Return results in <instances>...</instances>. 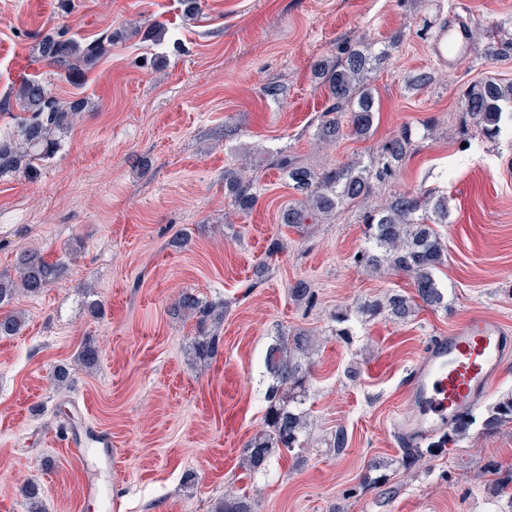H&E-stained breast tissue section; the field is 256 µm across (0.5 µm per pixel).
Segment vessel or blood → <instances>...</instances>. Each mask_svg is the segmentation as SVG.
Segmentation results:
<instances>
[{
    "label": "vessel or blood",
    "instance_id": "vessel-or-blood-1",
    "mask_svg": "<svg viewBox=\"0 0 512 512\" xmlns=\"http://www.w3.org/2000/svg\"><path fill=\"white\" fill-rule=\"evenodd\" d=\"M473 50L469 22L454 14L438 24L427 44L430 58L448 70L457 69ZM511 356L512 331L480 314L431 339L412 368L406 410L391 418L395 438L421 447L452 433L489 395Z\"/></svg>",
    "mask_w": 512,
    "mask_h": 512
}]
</instances>
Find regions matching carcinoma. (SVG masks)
<instances>
[{"label": "carcinoma", "instance_id": "obj_1", "mask_svg": "<svg viewBox=\"0 0 512 512\" xmlns=\"http://www.w3.org/2000/svg\"><path fill=\"white\" fill-rule=\"evenodd\" d=\"M114 35L107 34L92 41L77 38L58 25L41 31L34 50L50 67L68 75L91 68L112 45ZM386 57L385 52L372 54L360 49L346 48L333 65L320 66L318 75L328 88L329 105L322 112L316 136L322 142L334 143L345 135L344 129L358 138L369 136L375 118V101L368 75ZM16 105L29 116L22 118L7 134L0 137V178L21 174L35 180L40 175L36 165L55 157L62 146V137L73 126L83 111L85 101H60L52 91L47 75H34L0 102V108ZM512 104V84L488 78L473 84L463 96V108L476 127L492 138L506 106ZM412 147L409 131L404 129L385 142L377 161L363 165L350 160L332 169L316 172L296 166L281 157V167L296 188L306 192V205L290 206L283 212L282 221L290 226L306 223L318 216L330 219L347 204H353L371 192L374 184L383 183L395 175ZM224 193L241 213L251 210L258 201L254 182L232 170L224 171ZM439 219L448 217V198H431V193H398L363 216L369 246L354 255L355 263L376 272L403 273L413 280L416 297L390 294L385 299L368 300L357 312L368 320L382 315L405 320L412 315L417 303L440 308L445 297L435 277L444 264L445 245L430 224L429 214ZM68 264L50 260L34 251L20 252L15 274H0V306L10 303L19 293L38 296L67 279ZM176 317L198 316V336L193 353L198 359L209 360L219 354L218 327L223 314L192 293L182 294L172 305ZM24 317L15 311L0 312V336L18 334ZM315 336L305 330L280 331L266 347L263 357L264 375L269 380L265 392L263 428L244 445L242 468L249 475L267 470L271 459L282 450L303 451L310 447L307 436L309 410L304 408L309 399L314 361ZM99 352L95 345L86 343L78 354L79 364L90 370L97 366ZM512 422V394L501 398L489 409L483 420L486 431ZM464 423L451 436L428 448H408L402 463L410 469L415 465L441 455L445 448L455 444L468 430ZM21 494L30 508L38 509L42 488L28 482ZM213 512H254L250 497L233 491L224 493Z\"/></svg>", "mask_w": 512, "mask_h": 512}]
</instances>
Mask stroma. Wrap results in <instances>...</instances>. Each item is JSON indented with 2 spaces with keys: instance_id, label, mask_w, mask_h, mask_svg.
Listing matches in <instances>:
<instances>
[{
  "instance_id": "stroma-1",
  "label": "stroma",
  "mask_w": 512,
  "mask_h": 512,
  "mask_svg": "<svg viewBox=\"0 0 512 512\" xmlns=\"http://www.w3.org/2000/svg\"><path fill=\"white\" fill-rule=\"evenodd\" d=\"M57 2L0 0V99L34 71V34L46 25L129 36L88 72L53 77L58 98L90 105L40 179L0 178V272L23 249L58 257L83 245L66 281L13 301L26 323L0 338V512H28L26 482L41 485L44 512H212L230 487L246 491L255 512H512V423L493 433L481 425L512 391V362L476 424L425 465L404 469L390 425L428 338L472 314L512 329V118L489 140L462 107L473 83L512 81V0H199L193 19L183 0H73L65 12ZM454 10L470 20L474 51L449 71L426 44ZM157 21L167 30L158 45L147 38ZM349 46L386 54L370 75L379 113L369 138L326 146L315 137L328 105L315 68ZM421 73L430 84L410 87ZM405 128L409 156L358 207L281 224L304 197L277 154L314 170L367 164ZM243 164L259 193L246 214L224 195L225 168ZM426 190L448 199L436 273L446 306L404 322L353 317L350 336L336 335L335 311L412 293L408 276L374 273L353 256L367 244L363 212ZM183 234L189 244L174 247ZM275 239L283 249L267 257ZM299 281L312 302L289 295ZM186 292L224 305L217 358H195L194 319L169 313ZM280 330L317 336L313 446L251 478L239 463L262 427V356ZM87 341L100 352L89 372L74 366ZM60 364L73 369L63 388L52 377ZM98 430L112 435L108 472L68 447ZM339 430L346 446L337 451L329 442ZM367 474L387 475L393 494L365 487ZM91 478L111 505L84 498Z\"/></svg>"
}]
</instances>
